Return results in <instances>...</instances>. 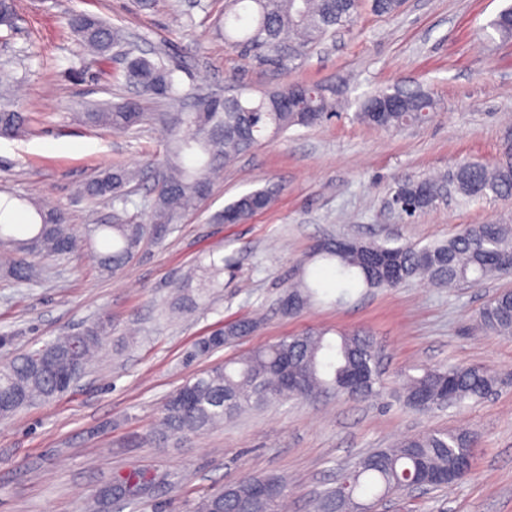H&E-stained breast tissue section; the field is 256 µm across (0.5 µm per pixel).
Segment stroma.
Listing matches in <instances>:
<instances>
[{"label": "stroma", "instance_id": "stroma-1", "mask_svg": "<svg viewBox=\"0 0 512 512\" xmlns=\"http://www.w3.org/2000/svg\"><path fill=\"white\" fill-rule=\"evenodd\" d=\"M512 0H404L394 17L363 11L285 74L227 48L212 22L225 0H16L14 29H0V66L23 83L14 101L31 117L27 133L0 138V198L61 210L76 227L141 221L151 181L132 185L112 206L76 194L109 165H161L165 129L115 134L77 119L90 103L130 92L121 58L74 80L76 41L68 12H94L122 27L151 58L179 66L183 87L232 95L290 80L320 83L347 101L364 91L416 82L437 103L433 119L399 131L359 123L353 111L314 128L293 127L225 167L211 196L162 240H146L121 271L99 274L92 250L44 263L39 276L0 275V363L107 320L112 331L81 379L56 400L0 420V512H91L94 498L133 470L154 485L124 512H196L205 493L247 474L288 484L285 512H312L361 458L423 431L473 429V472L450 489L400 492L376 512H512V336L474 330L472 317L493 294L512 290V273L475 287L427 284L350 289L340 296L325 265L309 275L329 291L286 315L280 299L300 260L320 240L350 237L425 244L470 224L512 219V200L449 201L404 222L386 206L395 181L448 171L462 159L495 163L512 136V39L490 23ZM191 12L183 27L177 12ZM273 207L245 224L214 220L224 205L257 188ZM219 250L234 262L224 285L194 299L178 320L168 283ZM260 314L262 326L230 347L186 362L187 352L225 322ZM309 328L370 332L381 349L377 397L327 395L249 410L201 435L161 436L168 394L214 363ZM442 365L482 366L504 381L495 395L463 407L418 412L403 402L407 375Z\"/></svg>", "mask_w": 512, "mask_h": 512}]
</instances>
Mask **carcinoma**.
Here are the masks:
<instances>
[{
    "label": "carcinoma",
    "instance_id": "obj_1",
    "mask_svg": "<svg viewBox=\"0 0 512 512\" xmlns=\"http://www.w3.org/2000/svg\"><path fill=\"white\" fill-rule=\"evenodd\" d=\"M218 24L224 41L240 48L258 62L287 73L307 50L331 30L354 24L362 0H229ZM402 0H370V10L378 16H392ZM66 25L76 37L83 67L112 62V50L124 40L121 28L99 15L74 11ZM504 39L512 38V5L500 11L491 23ZM126 81L138 89L135 97L117 103H102L81 113L85 123L114 133L135 131L159 123L168 132V150L147 203V223L88 224L78 232L65 222L63 214L30 202L32 222L21 229L0 222V272L16 280L36 276L33 264H19L12 252L20 251L33 260L62 259L78 250L85 240L100 237L103 250L96 252L103 274L123 269L148 235L171 233L186 213L211 195L216 176L239 156L264 140H274L294 126H317L336 114V103L314 83L290 81L297 91L294 109L274 111L270 101L280 91L257 98L200 94L181 88L176 69L155 61L147 53L131 47L122 56ZM18 78L11 70L0 69V137L22 135L27 115L10 100ZM392 96L400 101L397 109L376 112L377 97ZM162 102L171 112H147L143 98ZM436 109L432 96L419 86L386 87L365 94L356 102L355 118L370 127L394 131L422 124ZM144 172L125 166L103 168L79 191L92 201L126 204L129 187ZM393 194L400 197L399 216L410 221L417 214L436 208L453 198L477 203L488 198H512V148H504L501 159L488 165L468 160L447 174L433 178L404 177L396 182ZM275 194L269 188L244 193L224 206L217 220L241 224L272 207ZM330 267L331 274L352 287L367 290L395 288L427 280L440 286L468 283L479 285L491 276L512 270V224L491 221L470 224L442 241L388 245L342 237L323 241L309 255ZM229 260L209 255V263L190 269L183 278L199 282L198 294L222 286L220 277ZM302 271L298 281L284 290L292 313L302 312L315 294L313 283ZM476 328L499 336L512 335V292L494 295L474 317ZM261 326L258 318H244L224 325V329L202 339L195 355L203 356L222 346L251 335ZM85 336L81 356L73 360V335L60 336L47 343L49 366L35 361L36 351L0 365V418H9L37 403L49 402L70 389L58 379L75 382L86 370L110 335L109 323L99 321L82 328ZM379 348L367 332H340L309 329L295 336L259 347L247 356L210 366L185 382L166 398L160 421L161 434H202L234 418L246 409L290 398L306 399L319 394H336L368 399L378 394ZM302 379L292 390L287 378ZM502 379L480 366H443L410 375L405 385L406 404L427 411L448 402L460 406L479 401L497 391ZM476 434L468 429L423 432L406 437L391 448H382L360 460L344 477L343 491L327 494L321 512H367L360 498L377 502L401 491L420 472L434 477V487L456 485L470 476L456 472L460 459L469 457ZM257 478L245 476L232 484L227 498L205 496L198 512H279L281 499L267 501L254 495ZM152 483L145 472H135L115 481L117 492L137 496Z\"/></svg>",
    "mask_w": 512,
    "mask_h": 512
}]
</instances>
